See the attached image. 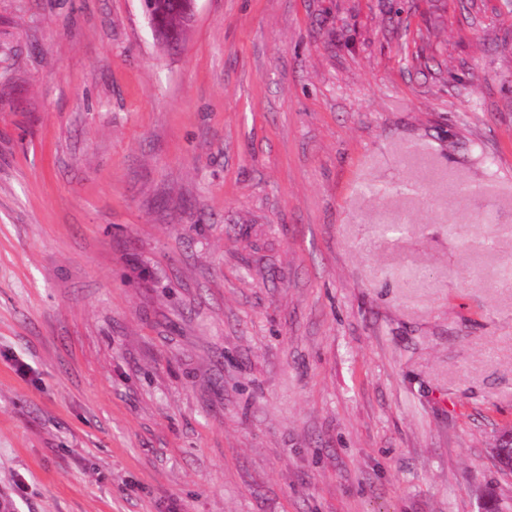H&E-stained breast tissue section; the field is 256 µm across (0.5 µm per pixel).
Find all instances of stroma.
Returning a JSON list of instances; mask_svg holds the SVG:
<instances>
[{
	"label": "stroma",
	"mask_w": 512,
	"mask_h": 512,
	"mask_svg": "<svg viewBox=\"0 0 512 512\" xmlns=\"http://www.w3.org/2000/svg\"><path fill=\"white\" fill-rule=\"evenodd\" d=\"M510 423L512 0H0V512H480ZM169 0L154 1L157 26L153 30L155 40L165 46H177L184 39L182 12L172 7ZM181 42L179 43V40Z\"/></svg>",
	"instance_id": "35a3bbf8"
}]
</instances>
